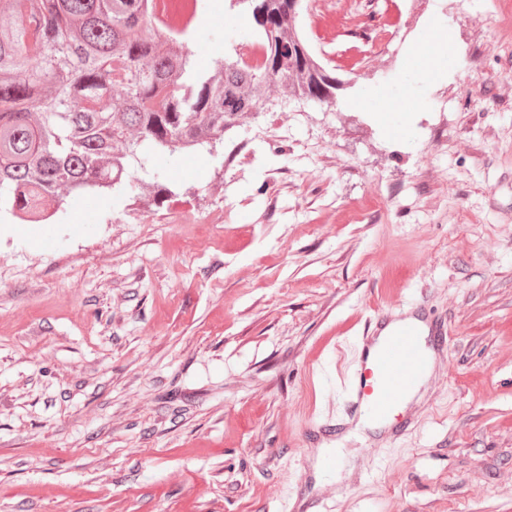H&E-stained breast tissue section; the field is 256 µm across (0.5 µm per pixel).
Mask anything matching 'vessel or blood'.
I'll list each match as a JSON object with an SVG mask.
<instances>
[{"mask_svg":"<svg viewBox=\"0 0 512 512\" xmlns=\"http://www.w3.org/2000/svg\"><path fill=\"white\" fill-rule=\"evenodd\" d=\"M451 336L446 322L407 300L386 305L370 317L360 352L351 360L344 416L318 425L316 435L330 437L348 423L366 418L377 427L367 443L368 462H382L386 446L413 431L418 419L397 418L410 392L433 378L447 356Z\"/></svg>","mask_w":512,"mask_h":512,"instance_id":"obj_1","label":"vessel or blood"}]
</instances>
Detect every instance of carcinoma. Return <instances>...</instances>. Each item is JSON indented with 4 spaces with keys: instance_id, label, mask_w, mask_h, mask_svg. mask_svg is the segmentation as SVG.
Segmentation results:
<instances>
[{
    "instance_id": "cac0c4a2",
    "label": "carcinoma",
    "mask_w": 512,
    "mask_h": 512,
    "mask_svg": "<svg viewBox=\"0 0 512 512\" xmlns=\"http://www.w3.org/2000/svg\"><path fill=\"white\" fill-rule=\"evenodd\" d=\"M156 0H0V217L39 223L78 189L134 186L132 163L213 146L254 117L269 88L285 99L336 100L315 58L303 0H229L264 46L261 66L236 53L199 67L160 32ZM120 105L101 109L106 98Z\"/></svg>"
}]
</instances>
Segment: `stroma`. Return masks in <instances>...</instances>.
<instances>
[{
    "mask_svg": "<svg viewBox=\"0 0 512 512\" xmlns=\"http://www.w3.org/2000/svg\"><path fill=\"white\" fill-rule=\"evenodd\" d=\"M201 4L206 68L253 30ZM333 8L339 106L270 99L138 169L162 171L157 199L78 192L51 223L0 220V512H290L299 490L328 512H512V0H430L392 69L355 36L388 28L383 0ZM438 27L434 79L412 47ZM411 297L453 336L418 429L369 480L346 473L351 441L343 481L307 482L340 359Z\"/></svg>",
    "mask_w": 512,
    "mask_h": 512,
    "instance_id": "stroma-1",
    "label": "stroma"
}]
</instances>
